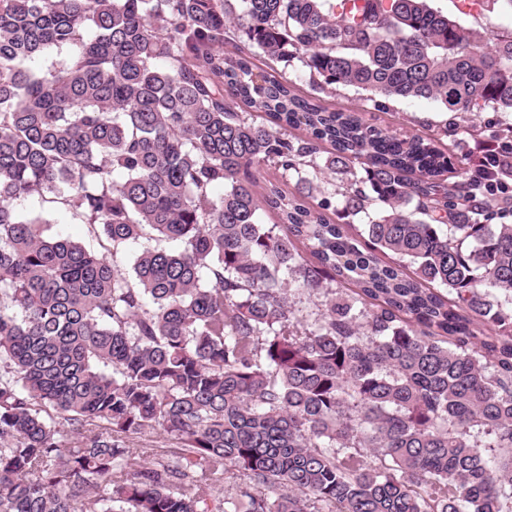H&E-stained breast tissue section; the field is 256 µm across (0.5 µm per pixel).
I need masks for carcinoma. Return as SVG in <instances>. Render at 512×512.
<instances>
[{
    "label": "carcinoma",
    "instance_id": "1",
    "mask_svg": "<svg viewBox=\"0 0 512 512\" xmlns=\"http://www.w3.org/2000/svg\"><path fill=\"white\" fill-rule=\"evenodd\" d=\"M339 86L512 112V36L428 0H0V512H512V169ZM148 233L182 249L128 278ZM50 195L41 196L37 193L17 200L16 208L24 215H39L47 222L46 234L79 242L88 249L102 251L97 242L91 240L86 228L80 224L68 209L56 204L44 202ZM153 233H148L144 238H141L137 243L130 244L125 248H121L114 261L123 272L131 273V267L135 254L141 252L145 248H162L168 251H177L180 249V244L170 240H158Z\"/></svg>",
    "mask_w": 512,
    "mask_h": 512
}]
</instances>
